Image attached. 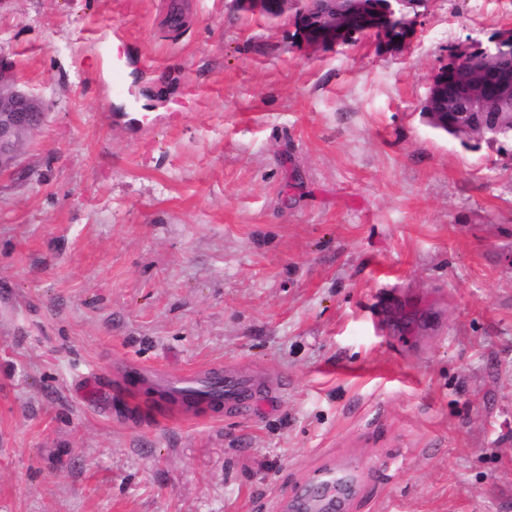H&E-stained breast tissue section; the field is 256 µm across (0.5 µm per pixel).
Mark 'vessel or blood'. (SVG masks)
<instances>
[{
  "mask_svg": "<svg viewBox=\"0 0 512 512\" xmlns=\"http://www.w3.org/2000/svg\"><path fill=\"white\" fill-rule=\"evenodd\" d=\"M120 378L122 386L128 390L154 387L161 405L184 415L211 407L244 415L248 412V396L263 390L271 393L279 387L277 378H269L266 384L261 385L254 375L234 366L168 376L129 363L122 368ZM320 485L324 493L313 501L318 512H344L348 498L356 489L348 468L341 464L326 471Z\"/></svg>",
  "mask_w": 512,
  "mask_h": 512,
  "instance_id": "1",
  "label": "vessel or blood"
}]
</instances>
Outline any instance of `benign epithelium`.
<instances>
[{"mask_svg":"<svg viewBox=\"0 0 512 512\" xmlns=\"http://www.w3.org/2000/svg\"><path fill=\"white\" fill-rule=\"evenodd\" d=\"M349 0H321L317 11V31L314 33L298 30V22L305 11L301 0H233L234 7L247 15H254L275 23H285L298 31L296 42L307 51L316 52L328 47L339 46L348 40L344 27V15ZM427 0H396L389 3V11L395 12L394 4L402 8L398 30L401 36H382L377 44L386 52H398L409 44L411 31L419 16V8ZM512 44V29L497 31L487 45L475 43L456 52L454 62L466 64L478 75L488 70L503 68L500 53L503 47ZM439 79L432 75L425 110L439 117L437 109ZM512 103V80L504 75L495 96L487 95L483 82L471 89L467 110L457 122L458 132L464 133L470 127L482 123L487 115L502 110L504 104ZM45 110L41 101L20 86V80L12 64L0 61V174L15 169L22 141L35 133L43 124Z\"/></svg>","mask_w":512,"mask_h":512,"instance_id":"obj_1","label":"benign epithelium"}]
</instances>
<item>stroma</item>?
Listing matches in <instances>:
<instances>
[{
    "label": "stroma",
    "mask_w": 512,
    "mask_h": 512,
    "mask_svg": "<svg viewBox=\"0 0 512 512\" xmlns=\"http://www.w3.org/2000/svg\"><path fill=\"white\" fill-rule=\"evenodd\" d=\"M509 27L429 0L402 54L308 53L229 0H0L45 108L0 175V512H280L338 462L352 512H512V143L421 114ZM125 360L280 389L174 420Z\"/></svg>",
    "instance_id": "stroma-1"
}]
</instances>
